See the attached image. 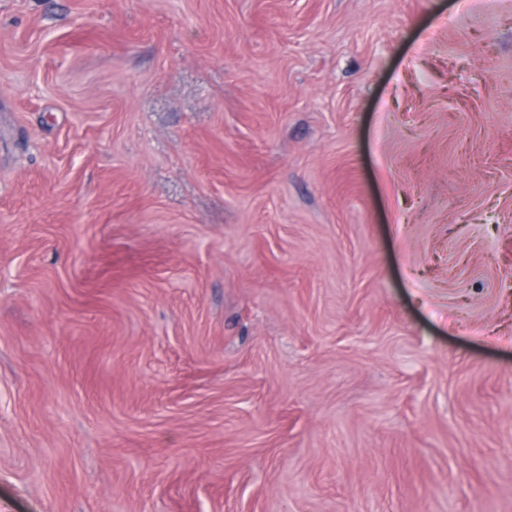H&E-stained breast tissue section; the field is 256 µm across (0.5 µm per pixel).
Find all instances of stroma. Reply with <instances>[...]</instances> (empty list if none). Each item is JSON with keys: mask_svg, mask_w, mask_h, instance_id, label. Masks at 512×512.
<instances>
[{"mask_svg": "<svg viewBox=\"0 0 512 512\" xmlns=\"http://www.w3.org/2000/svg\"><path fill=\"white\" fill-rule=\"evenodd\" d=\"M0 512H512V0H0Z\"/></svg>", "mask_w": 512, "mask_h": 512, "instance_id": "1", "label": "stroma"}]
</instances>
